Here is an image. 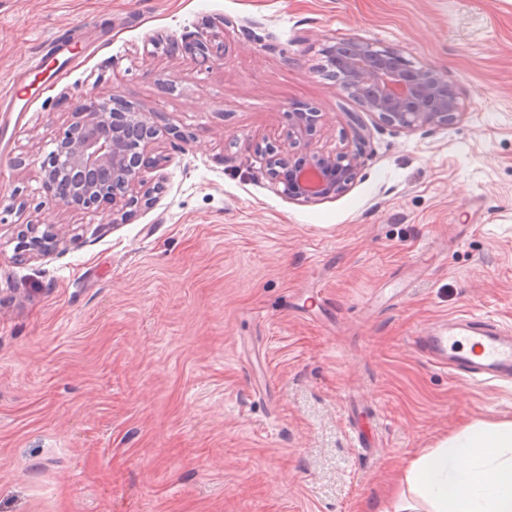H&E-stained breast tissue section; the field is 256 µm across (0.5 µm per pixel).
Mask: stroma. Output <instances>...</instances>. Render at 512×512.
I'll return each instance as SVG.
<instances>
[{"mask_svg": "<svg viewBox=\"0 0 512 512\" xmlns=\"http://www.w3.org/2000/svg\"><path fill=\"white\" fill-rule=\"evenodd\" d=\"M216 38L220 66L169 50ZM350 38L439 69L456 121L338 93ZM15 79L42 92L0 113V512H388L423 449L512 419V382L408 347L460 315L512 331V0H0ZM115 93L155 115L148 204L52 205L74 102ZM293 108L360 149L342 195L271 184L255 147ZM23 224L57 247L18 258Z\"/></svg>", "mask_w": 512, "mask_h": 512, "instance_id": "obj_1", "label": "stroma"}]
</instances>
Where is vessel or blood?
Wrapping results in <instances>:
<instances>
[{
	"instance_id": "1",
	"label": "vessel or blood",
	"mask_w": 512,
	"mask_h": 512,
	"mask_svg": "<svg viewBox=\"0 0 512 512\" xmlns=\"http://www.w3.org/2000/svg\"><path fill=\"white\" fill-rule=\"evenodd\" d=\"M29 89L0 91V112H13L28 101ZM412 347L428 361L457 375L479 381L512 380V336L493 320L461 317L420 330Z\"/></svg>"
}]
</instances>
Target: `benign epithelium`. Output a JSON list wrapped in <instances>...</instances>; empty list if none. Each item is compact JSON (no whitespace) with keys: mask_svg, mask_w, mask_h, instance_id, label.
Returning a JSON list of instances; mask_svg holds the SVG:
<instances>
[{"mask_svg":"<svg viewBox=\"0 0 512 512\" xmlns=\"http://www.w3.org/2000/svg\"><path fill=\"white\" fill-rule=\"evenodd\" d=\"M184 49L202 61H224V45L188 42ZM341 74L336 88L361 100L387 125L407 132L451 123L458 115L456 88L431 67H414L394 49H378L359 41L329 50ZM287 142L265 146L267 171L281 193L301 203H314L344 193L360 166L352 150L328 153L312 138L317 113L288 112ZM158 127L152 113L127 105L118 94L103 100L80 99L74 121L59 136L57 147L42 163L43 189L52 203L69 208L121 207L141 202L136 195ZM31 224L23 233L30 256L49 252L54 241L37 235Z\"/></svg>","mask_w":512,"mask_h":512,"instance_id":"1","label":"benign epithelium"}]
</instances>
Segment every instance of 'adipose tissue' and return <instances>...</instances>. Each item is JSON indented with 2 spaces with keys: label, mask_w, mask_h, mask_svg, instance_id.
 <instances>
[{
  "label": "adipose tissue",
  "mask_w": 512,
  "mask_h": 512,
  "mask_svg": "<svg viewBox=\"0 0 512 512\" xmlns=\"http://www.w3.org/2000/svg\"><path fill=\"white\" fill-rule=\"evenodd\" d=\"M512 512V420H478L411 462L391 493L393 512Z\"/></svg>",
  "instance_id": "1"
}]
</instances>
